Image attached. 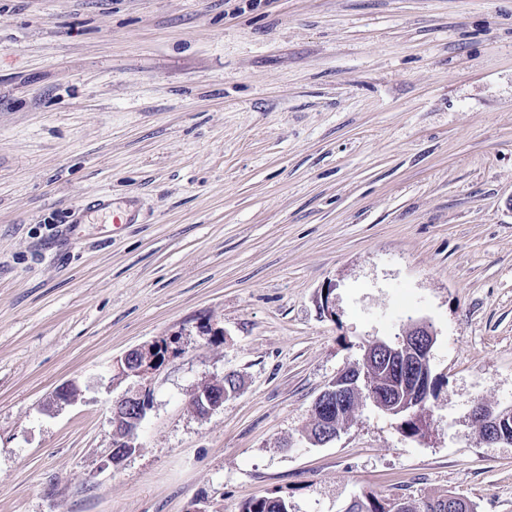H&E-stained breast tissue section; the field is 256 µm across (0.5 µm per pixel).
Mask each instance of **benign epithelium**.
Instances as JSON below:
<instances>
[{
  "mask_svg": "<svg viewBox=\"0 0 512 512\" xmlns=\"http://www.w3.org/2000/svg\"><path fill=\"white\" fill-rule=\"evenodd\" d=\"M378 349L393 356H404L410 359L414 370L425 374L430 370L434 332L424 321L407 329L401 338L393 344L376 341ZM176 354L166 341H155L142 345L128 352L118 363L119 372L125 377L136 378L134 390L123 395L116 403L113 413V424L117 430V447L132 448L136 430L145 417L151 404V381L167 359ZM348 388L353 395L362 393L363 384L354 378L348 385L342 384L341 377H336L330 388L316 399V403H324L332 389ZM197 409L208 414L224 405V397H215L210 388L200 389L193 396ZM475 421L481 431V438L487 443L506 442L512 444V432L505 429L506 422L512 419V409L506 408L497 412H487L478 408L474 413Z\"/></svg>",
  "mask_w": 512,
  "mask_h": 512,
  "instance_id": "1",
  "label": "benign epithelium"
}]
</instances>
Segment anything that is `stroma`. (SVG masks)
I'll return each mask as SVG.
<instances>
[{"instance_id":"obj_1","label":"stroma","mask_w":512,"mask_h":512,"mask_svg":"<svg viewBox=\"0 0 512 512\" xmlns=\"http://www.w3.org/2000/svg\"><path fill=\"white\" fill-rule=\"evenodd\" d=\"M98 196L128 223L65 237ZM417 321L423 430L363 400L309 440L318 396ZM162 339L106 466L116 361ZM478 404L512 406V0H0V512H512ZM239 388V384L234 375H225L222 382V388H216L219 392H224L219 398L215 397V392L211 388L200 389L193 396L192 403L194 402L197 409L202 414H209L210 412L220 408L224 404V396L235 393ZM243 512H289L288 501L279 496H262L246 502Z\"/></svg>"}]
</instances>
